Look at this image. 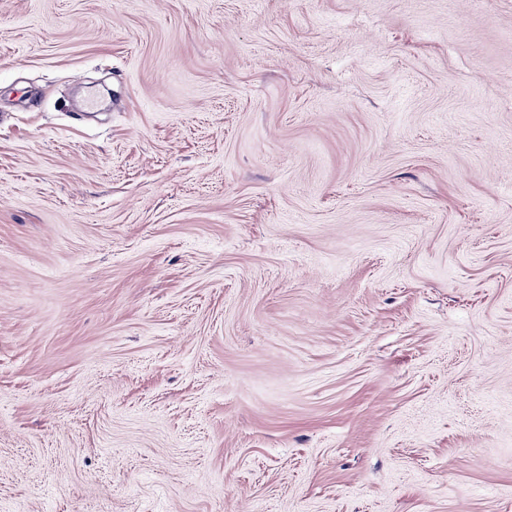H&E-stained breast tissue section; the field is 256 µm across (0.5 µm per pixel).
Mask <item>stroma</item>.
Returning <instances> with one entry per match:
<instances>
[{"label": "stroma", "mask_w": 512, "mask_h": 512, "mask_svg": "<svg viewBox=\"0 0 512 512\" xmlns=\"http://www.w3.org/2000/svg\"><path fill=\"white\" fill-rule=\"evenodd\" d=\"M0 512H512V0H0Z\"/></svg>", "instance_id": "35a3bbf8"}]
</instances>
